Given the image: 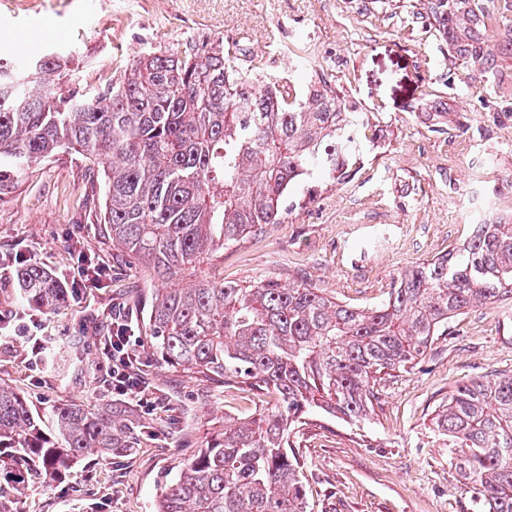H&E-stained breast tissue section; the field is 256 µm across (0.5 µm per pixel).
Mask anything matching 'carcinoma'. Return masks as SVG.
<instances>
[{"instance_id": "cac0c4a2", "label": "carcinoma", "mask_w": 512, "mask_h": 512, "mask_svg": "<svg viewBox=\"0 0 512 512\" xmlns=\"http://www.w3.org/2000/svg\"><path fill=\"white\" fill-rule=\"evenodd\" d=\"M448 52L467 79L502 86L512 27L489 32L480 0H427ZM61 57L0 59V198L35 163L73 150L103 173L99 221L112 245L166 280L216 248L277 224L298 181L341 184L359 163L366 114L323 75L298 90L253 81L232 48L150 51L130 75L93 93L59 87ZM10 281L34 312L64 306L71 289L37 264ZM512 298V224H480L455 251L398 272L385 302L359 309L301 281L249 285L200 280L158 288L144 339L168 367L272 394L276 404L226 423L164 485L156 512H307L301 463L290 445L312 408L367 419L377 386L413 369L448 322ZM76 342L60 363H93ZM434 425L479 512H512V376L463 383ZM129 430L95 405L54 403L34 414L24 392L0 381V512L33 483L56 486L85 460L108 462Z\"/></svg>"}]
</instances>
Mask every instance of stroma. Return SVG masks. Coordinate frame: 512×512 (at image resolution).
Returning a JSON list of instances; mask_svg holds the SVG:
<instances>
[{
    "label": "stroma",
    "mask_w": 512,
    "mask_h": 512,
    "mask_svg": "<svg viewBox=\"0 0 512 512\" xmlns=\"http://www.w3.org/2000/svg\"><path fill=\"white\" fill-rule=\"evenodd\" d=\"M427 0H0V56L39 48L66 57L76 78L99 87L127 76L145 51L190 45L236 47L261 59L268 78L304 85L299 62L316 58L333 86L376 126L374 142L345 183L314 178L292 188L280 223L201 256L172 287L198 280L247 285L301 278L363 309L384 301L393 277L459 248L476 225L512 219V112L465 85L466 72L426 13ZM102 190L72 150L39 162L0 199V258L50 270L64 284L86 253L104 269L50 314L32 312L0 288V327L37 322L57 337L97 349L113 315L141 326L157 288L113 248L96 215ZM136 353L146 406L116 401L97 361L82 381L31 361L23 338L0 346V381L22 390L33 412L54 402L111 409L132 448L71 468L56 489L30 486L16 512H155L179 463L225 423L249 418L272 396L201 380ZM512 374V299L466 310L410 372L387 378L369 419L346 423L311 409L293 436L308 512H476L435 426L439 404L460 383Z\"/></svg>",
    "instance_id": "35a3bbf8"
}]
</instances>
